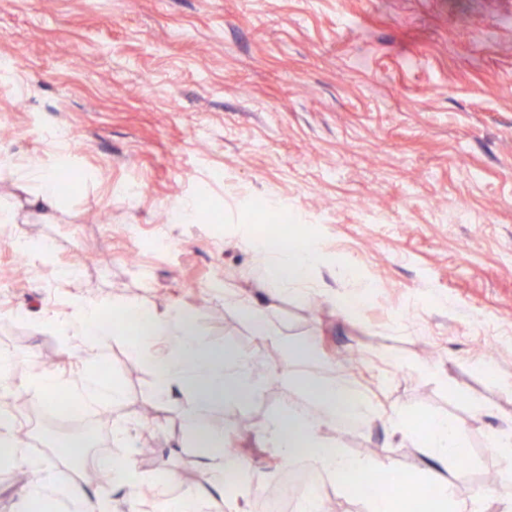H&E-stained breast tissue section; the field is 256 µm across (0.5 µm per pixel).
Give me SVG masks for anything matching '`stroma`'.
Instances as JSON below:
<instances>
[{
	"label": "stroma",
	"instance_id": "1",
	"mask_svg": "<svg viewBox=\"0 0 512 512\" xmlns=\"http://www.w3.org/2000/svg\"><path fill=\"white\" fill-rule=\"evenodd\" d=\"M61 126L70 140L49 139ZM4 127L0 205L17 221L0 227V352L17 365L6 398L24 449L53 463L52 512H73L77 462L61 461L66 434L25 388L34 359L60 374L58 398L100 366L124 389L84 408L125 423L106 442L151 479L88 486L119 512H160L188 491L227 512L211 450L192 445L214 422L246 449L247 509L261 512L288 467L263 431L317 406L287 376L303 344L319 352L313 372L345 375L372 407L357 424L319 420L326 444L439 472L462 498L499 474L489 438L512 437V0H0ZM62 158L72 183L30 206L29 164ZM189 200L196 211L176 221ZM240 224L314 238L309 281L272 291ZM18 238L31 251H14ZM228 291L265 310L274 339L225 307ZM74 293L188 309L201 344L269 371L246 401L188 418L185 396L158 397L125 345L83 346L45 321ZM436 417L467 442L439 468L410 433ZM508 502L499 474L486 512Z\"/></svg>",
	"mask_w": 512,
	"mask_h": 512
}]
</instances>
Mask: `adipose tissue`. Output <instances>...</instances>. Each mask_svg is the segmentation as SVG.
Instances as JSON below:
<instances>
[{
    "label": "adipose tissue",
    "mask_w": 512,
    "mask_h": 512,
    "mask_svg": "<svg viewBox=\"0 0 512 512\" xmlns=\"http://www.w3.org/2000/svg\"><path fill=\"white\" fill-rule=\"evenodd\" d=\"M244 239L270 257L265 274L278 287L305 282L320 253L309 239L288 246L258 238L249 224L244 227ZM47 319L78 340L98 346L120 341L136 357L151 360L155 393L165 397L183 391L188 415L227 400L247 399L253 390L246 357L228 358L199 343L192 330V316L184 309L157 315L134 300L111 304L74 295L64 314L52 312ZM299 383L314 395L325 417L355 420L369 412L364 396L341 377H303ZM416 439L427 454L443 464L462 455L466 446L454 422L447 418L426 420ZM263 440L281 457L306 456L316 468L344 483L366 471L379 473V485L364 496L365 512H474L471 502L459 499L448 483L433 478L422 481L386 462L323 445L304 416L291 415L284 426L273 423L265 429Z\"/></svg>",
    "instance_id": "obj_1"
}]
</instances>
